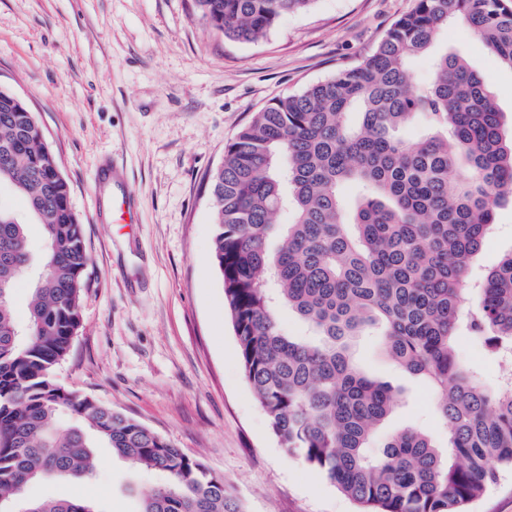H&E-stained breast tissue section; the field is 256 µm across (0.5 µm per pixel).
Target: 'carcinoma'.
<instances>
[{
  "mask_svg": "<svg viewBox=\"0 0 512 512\" xmlns=\"http://www.w3.org/2000/svg\"><path fill=\"white\" fill-rule=\"evenodd\" d=\"M191 2L214 32L253 43L313 0ZM461 21L512 70V0H416L359 64L258 112L210 180L213 260L245 377L280 446L358 512H466L512 469V374L487 386L456 352L466 335L512 360V252L483 275L472 266L496 210L512 200V138L486 78L463 55L438 57L425 85L410 70ZM420 120L430 133L400 136ZM2 183L25 198L45 245L32 275L26 225L0 205V512H99L23 493L34 481L85 475L100 444L165 475L144 492L141 512H243L200 458L56 382L80 325L90 258L34 113L0 88ZM347 185L362 190L349 220ZM285 208L292 217L280 224ZM24 277L31 300L22 325L10 299ZM279 310L322 339L285 334ZM373 326L390 359L433 389L446 447L404 427L371 451L397 395L353 360L354 341ZM63 413L75 419L65 431Z\"/></svg>",
  "mask_w": 512,
  "mask_h": 512,
  "instance_id": "obj_1",
  "label": "carcinoma"
}]
</instances>
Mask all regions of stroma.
I'll return each mask as SVG.
<instances>
[{
	"instance_id": "stroma-1",
	"label": "stroma",
	"mask_w": 512,
	"mask_h": 512,
	"mask_svg": "<svg viewBox=\"0 0 512 512\" xmlns=\"http://www.w3.org/2000/svg\"><path fill=\"white\" fill-rule=\"evenodd\" d=\"M414 5L313 0L264 39L240 43L214 33L190 0H0V87L35 113L90 256L81 324L54 377L203 459L244 512L358 506L279 445L251 391L212 261L208 177L273 98L355 65ZM435 49L463 53L484 73L512 132V70L460 23ZM106 159L125 168L124 186L100 187ZM126 192L138 202L135 221L113 223L112 200ZM510 252L507 202L473 266L489 269ZM353 354L365 373L401 390L384 431L420 425L447 444L420 378L398 369L377 339L355 341ZM158 481L100 448L91 476L36 482L25 495L139 512L140 491Z\"/></svg>"
}]
</instances>
